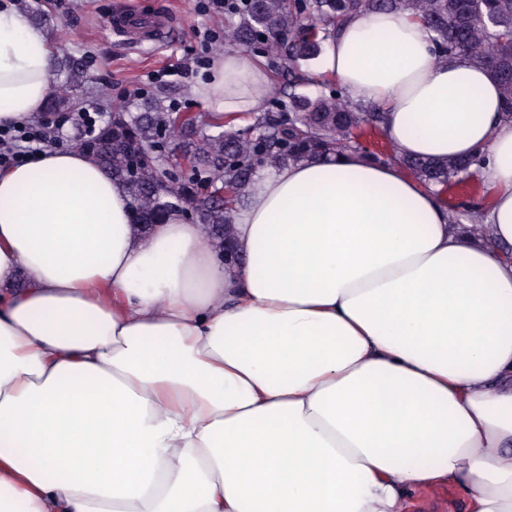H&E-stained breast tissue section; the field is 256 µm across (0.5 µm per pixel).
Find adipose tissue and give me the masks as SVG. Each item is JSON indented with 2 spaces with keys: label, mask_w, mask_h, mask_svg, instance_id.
<instances>
[{
  "label": "adipose tissue",
  "mask_w": 512,
  "mask_h": 512,
  "mask_svg": "<svg viewBox=\"0 0 512 512\" xmlns=\"http://www.w3.org/2000/svg\"><path fill=\"white\" fill-rule=\"evenodd\" d=\"M53 53L0 4V124L43 111ZM380 107L395 161L257 170L237 259L174 214L149 233L79 150L0 171V512H512V261L450 223L405 159H469L512 244V118L420 19L352 13L319 69ZM261 60L199 93L257 115ZM422 512H464V494L458 488L436 486L423 496ZM443 503V506L440 505Z\"/></svg>",
  "instance_id": "1"
}]
</instances>
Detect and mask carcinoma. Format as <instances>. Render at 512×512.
<instances>
[{
  "label": "carcinoma",
  "instance_id": "1",
  "mask_svg": "<svg viewBox=\"0 0 512 512\" xmlns=\"http://www.w3.org/2000/svg\"><path fill=\"white\" fill-rule=\"evenodd\" d=\"M371 9L409 13L429 26L439 51L486 66L512 117V0H248L239 22L224 27V45L250 44L271 53L275 70L291 85L349 14ZM490 14L498 16L499 26L488 31L482 19ZM56 68L62 83L45 111L68 112L78 105L73 88L86 81L85 64L63 55ZM279 94L277 118H253L258 127L253 135L233 120L213 115L210 131L201 129L179 140L185 172L172 180V194L157 188L164 174L160 158L171 134L197 124L194 115L175 112L159 99L144 100L138 113L118 105L112 108V122L76 136L74 148L91 155L124 186L139 230L148 231L172 212L184 217L201 213L208 238L222 253L224 238L234 235L228 210L246 201L258 168L309 158L334 160L361 149L353 131L370 123L369 111L351 105L341 90L314 100L284 88ZM402 164L410 176L438 186L471 166L466 160L406 159ZM469 224L466 232L491 241L490 225L473 217Z\"/></svg>",
  "mask_w": 512,
  "mask_h": 512
}]
</instances>
